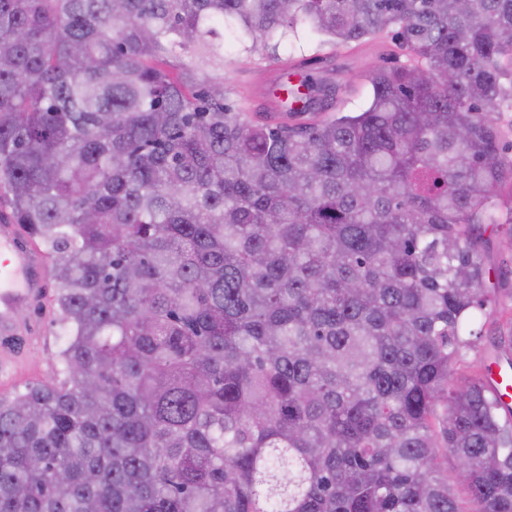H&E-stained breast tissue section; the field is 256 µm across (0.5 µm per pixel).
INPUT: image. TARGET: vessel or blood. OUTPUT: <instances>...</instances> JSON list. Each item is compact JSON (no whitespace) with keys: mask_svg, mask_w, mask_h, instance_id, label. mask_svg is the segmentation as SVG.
Returning <instances> with one entry per match:
<instances>
[{"mask_svg":"<svg viewBox=\"0 0 512 512\" xmlns=\"http://www.w3.org/2000/svg\"><path fill=\"white\" fill-rule=\"evenodd\" d=\"M41 256L21 241L11 226L0 227V335L18 334L15 313L43 291Z\"/></svg>","mask_w":512,"mask_h":512,"instance_id":"obj_1","label":"vessel or blood"}]
</instances>
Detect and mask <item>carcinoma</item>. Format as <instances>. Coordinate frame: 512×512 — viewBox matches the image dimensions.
Returning <instances> with one entry per match:
<instances>
[{"mask_svg": "<svg viewBox=\"0 0 512 512\" xmlns=\"http://www.w3.org/2000/svg\"><path fill=\"white\" fill-rule=\"evenodd\" d=\"M305 32L421 65L232 111L225 34ZM511 109L512 0H0V189L71 336L0 400V512H512V407L454 378Z\"/></svg>", "mask_w": 512, "mask_h": 512, "instance_id": "carcinoma-1", "label": "carcinoma"}]
</instances>
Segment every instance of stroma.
<instances>
[{
    "label": "stroma",
    "instance_id": "35a3bbf8",
    "mask_svg": "<svg viewBox=\"0 0 512 512\" xmlns=\"http://www.w3.org/2000/svg\"><path fill=\"white\" fill-rule=\"evenodd\" d=\"M281 61L273 64L258 55L240 51L233 42L224 44V87L234 111L253 114L271 111L269 94L284 67L293 64L311 66L314 77H328L336 91L323 96L319 104L328 109L356 112L365 107L370 96L369 77L379 67L393 69L411 63L390 33L380 34L362 44L331 46L310 34L280 49ZM486 259L489 277L486 286L491 301L471 326L478 340L464 363L455 369L463 377L482 371L490 354L489 338L502 323L512 318V223L488 228ZM17 321L23 328L15 342L21 357L11 376L0 378V398L11 399L28 386L51 382L66 385L67 375L59 359L69 336L57 322L49 302L28 305L18 310Z\"/></svg>",
    "mask_w": 512,
    "mask_h": 512
}]
</instances>
